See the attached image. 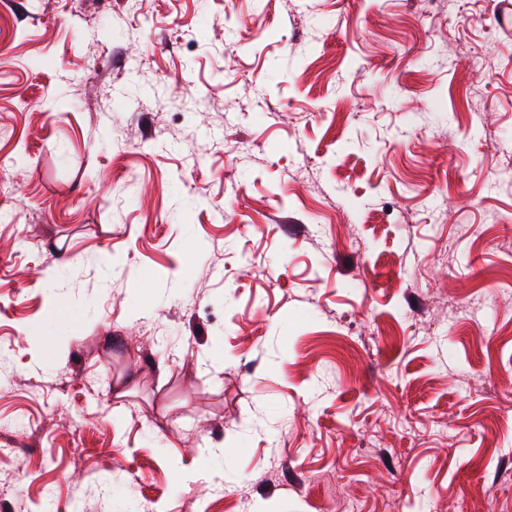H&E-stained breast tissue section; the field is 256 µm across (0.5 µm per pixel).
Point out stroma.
<instances>
[{
  "mask_svg": "<svg viewBox=\"0 0 512 512\" xmlns=\"http://www.w3.org/2000/svg\"><path fill=\"white\" fill-rule=\"evenodd\" d=\"M0 209V512H512V0H0Z\"/></svg>",
  "mask_w": 512,
  "mask_h": 512,
  "instance_id": "stroma-1",
  "label": "stroma"
}]
</instances>
